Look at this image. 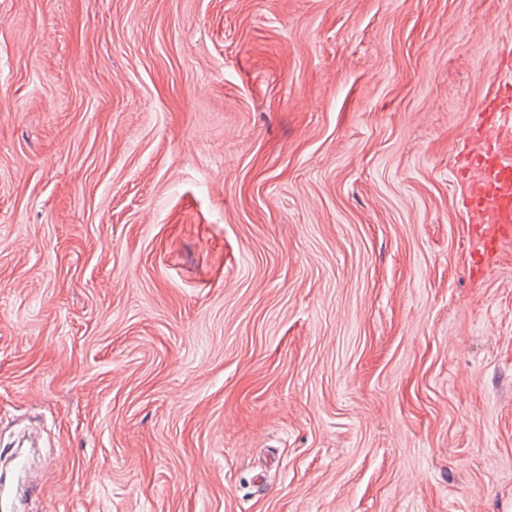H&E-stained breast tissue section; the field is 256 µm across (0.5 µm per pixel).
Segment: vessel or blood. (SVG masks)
Masks as SVG:
<instances>
[{
	"instance_id": "1",
	"label": "vessel or blood",
	"mask_w": 512,
	"mask_h": 512,
	"mask_svg": "<svg viewBox=\"0 0 512 512\" xmlns=\"http://www.w3.org/2000/svg\"><path fill=\"white\" fill-rule=\"evenodd\" d=\"M510 136L512 88L507 86L484 101L458 169L475 243L472 261L480 268L490 267L501 245L512 241V154L505 150Z\"/></svg>"
}]
</instances>
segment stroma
Instances as JSON below:
<instances>
[{"instance_id":"stroma-1","label":"stroma","mask_w":512,"mask_h":512,"mask_svg":"<svg viewBox=\"0 0 512 512\" xmlns=\"http://www.w3.org/2000/svg\"><path fill=\"white\" fill-rule=\"evenodd\" d=\"M512 0H0V472L26 512H512V241L456 171Z\"/></svg>"}]
</instances>
